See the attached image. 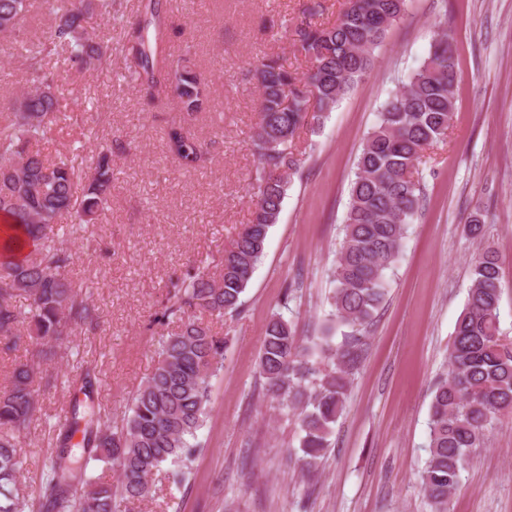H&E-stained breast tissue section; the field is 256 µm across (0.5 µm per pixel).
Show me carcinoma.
I'll use <instances>...</instances> for the list:
<instances>
[{
    "label": "carcinoma",
    "instance_id": "1",
    "mask_svg": "<svg viewBox=\"0 0 512 512\" xmlns=\"http://www.w3.org/2000/svg\"><path fill=\"white\" fill-rule=\"evenodd\" d=\"M51 25L24 47L33 88L0 113V163L14 161L15 174L0 181V215L20 232L0 244V339L15 346L67 342L69 331L98 324V307L68 276L72 254L63 247L79 227L102 214L112 196V142L104 141L95 167L82 174L73 159H48L38 150L62 115L63 92L47 58L63 52L75 70L91 74L112 64V37L88 30L93 15L112 21L115 0H40ZM410 0H346L332 25L302 22L294 35L309 64L300 77L270 55L259 59L258 122L253 144L259 164L252 183L250 219L238 232L217 275L196 270L174 285L154 323L177 319L158 350L151 374L132 396L121 425L79 400L89 395L95 373L79 366L72 375L40 374L33 362L16 364L9 386L0 391V512H135L154 497V476L173 467L176 483L189 474L196 449L190 440L203 426L212 379L223 366L224 339L204 317L222 318L239 310L242 295L265 253L270 228L278 223L293 175L302 163L298 131L319 128L325 114L374 65V51L401 20ZM30 0H0V35L20 30ZM161 0H146L125 32L128 81L146 98L161 86L192 116L203 109L207 90L199 76L170 62L171 38ZM457 57L445 31L428 55L377 113L356 161L343 224L331 306L336 323L352 328L333 346L319 336L306 344L295 326L279 315L263 336L258 371L271 400L296 416L297 460L303 475L314 476L331 446L330 437L349 397L361 337L388 295V272L396 262L407 225L420 210L418 174L425 153L453 127ZM170 152L185 167L203 155V144L173 123ZM486 216L477 210L467 234L484 235ZM501 275L497 254L487 247L474 258L470 286L448 346V373L434 385L429 417L428 458L419 480L431 512H451V499L472 453L486 445L490 430L512 415V347L502 343ZM26 296L27 309L15 305ZM64 385L73 398L57 418L56 450L44 463L39 497L19 492L25 458L21 437L40 416L35 382ZM117 468L119 486L93 478L90 462Z\"/></svg>",
    "mask_w": 512,
    "mask_h": 512
}]
</instances>
